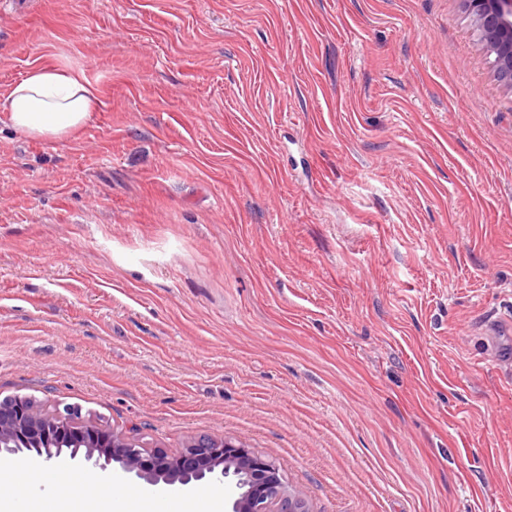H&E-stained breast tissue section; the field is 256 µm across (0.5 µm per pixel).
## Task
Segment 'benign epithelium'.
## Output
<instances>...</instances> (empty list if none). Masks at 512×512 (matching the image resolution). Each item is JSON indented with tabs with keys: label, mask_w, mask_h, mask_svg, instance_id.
<instances>
[{
	"label": "benign epithelium",
	"mask_w": 512,
	"mask_h": 512,
	"mask_svg": "<svg viewBox=\"0 0 512 512\" xmlns=\"http://www.w3.org/2000/svg\"><path fill=\"white\" fill-rule=\"evenodd\" d=\"M480 27L497 44L499 66L512 69V0H464ZM36 456L46 462L80 461L120 468L151 485L187 487L222 482L227 512H303L302 496L288 492L279 465L241 443L197 439L179 452L150 449L94 424L78 410L38 407L27 397L0 400V455Z\"/></svg>",
	"instance_id": "7a95c632"
}]
</instances>
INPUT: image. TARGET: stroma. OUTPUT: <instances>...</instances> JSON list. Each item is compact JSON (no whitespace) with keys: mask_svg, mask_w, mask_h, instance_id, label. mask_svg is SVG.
Returning a JSON list of instances; mask_svg holds the SVG:
<instances>
[{"mask_svg":"<svg viewBox=\"0 0 512 512\" xmlns=\"http://www.w3.org/2000/svg\"><path fill=\"white\" fill-rule=\"evenodd\" d=\"M45 65L101 106L0 123V399L243 443L308 512H512V89L463 0H16L0 91Z\"/></svg>","mask_w":512,"mask_h":512,"instance_id":"35a3bbf8","label":"stroma"}]
</instances>
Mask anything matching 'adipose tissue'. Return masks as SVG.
<instances>
[{
	"mask_svg": "<svg viewBox=\"0 0 512 512\" xmlns=\"http://www.w3.org/2000/svg\"><path fill=\"white\" fill-rule=\"evenodd\" d=\"M100 104L98 88L82 71L61 66L32 69L0 94L8 125L45 143L77 135ZM33 484L53 485L58 492L28 499L27 512H158L156 498L135 488H123L113 497L94 475L0 461V491Z\"/></svg>",
	"mask_w": 512,
	"mask_h": 512,
	"instance_id": "ef3b65f1",
	"label": "adipose tissue"
}]
</instances>
